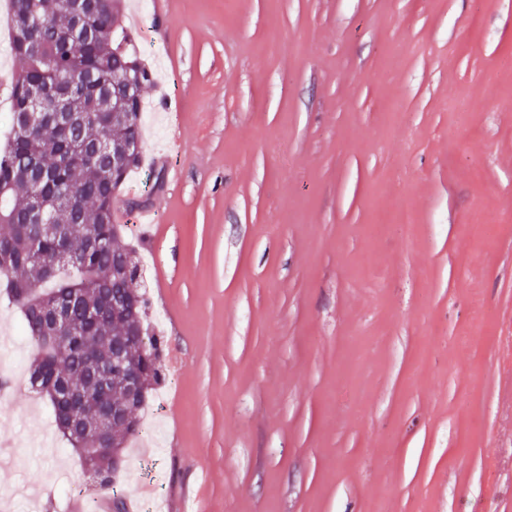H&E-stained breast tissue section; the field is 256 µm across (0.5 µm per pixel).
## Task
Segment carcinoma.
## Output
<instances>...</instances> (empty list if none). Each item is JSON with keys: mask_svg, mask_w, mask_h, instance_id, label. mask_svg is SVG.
Segmentation results:
<instances>
[{"mask_svg": "<svg viewBox=\"0 0 512 512\" xmlns=\"http://www.w3.org/2000/svg\"><path fill=\"white\" fill-rule=\"evenodd\" d=\"M74 0H9L8 23L14 16L32 11L41 20L40 49L34 53L16 36L8 51L19 62L13 76L11 104L0 116L9 137L0 149V278L6 280L11 301L20 308L19 332L33 343L27 367L32 391L47 398L56 427H61L55 402L43 387L46 374L67 375L91 392L97 381L88 372L87 360L107 361L113 342L124 336L131 324L143 322L145 307L134 316H113L112 304L123 306L126 297L139 294L138 269L131 264V250L122 243L114 223L113 190L139 168L142 159L145 95L154 85V75L137 57L121 25L122 0H97L95 20L103 35L97 39L64 40L59 32L72 23ZM77 88L79 115L66 134L48 125L37 135L22 131V116L33 89ZM106 153L94 158L89 148L97 142ZM45 167L38 193H32L28 175L34 160ZM54 203L48 223L55 232L31 222L38 199ZM67 243L74 260L68 277L46 276L56 260L61 243ZM44 297L58 306L76 297L71 322L83 333L80 342L58 360L41 359V345L31 323L30 309L21 301ZM95 311L86 321L84 311ZM161 342L143 334L142 342L130 347L131 362L140 366L147 384L159 378L157 366ZM93 478V489L118 494L112 472L84 459Z\"/></svg>", "mask_w": 512, "mask_h": 512, "instance_id": "obj_1", "label": "carcinoma"}]
</instances>
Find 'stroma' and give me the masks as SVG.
<instances>
[{"label":"stroma","mask_w":512,"mask_h":512,"mask_svg":"<svg viewBox=\"0 0 512 512\" xmlns=\"http://www.w3.org/2000/svg\"><path fill=\"white\" fill-rule=\"evenodd\" d=\"M124 23L155 83L116 219L163 379L123 512H512V0H126ZM20 318L0 287V493L91 512Z\"/></svg>","instance_id":"1"}]
</instances>
